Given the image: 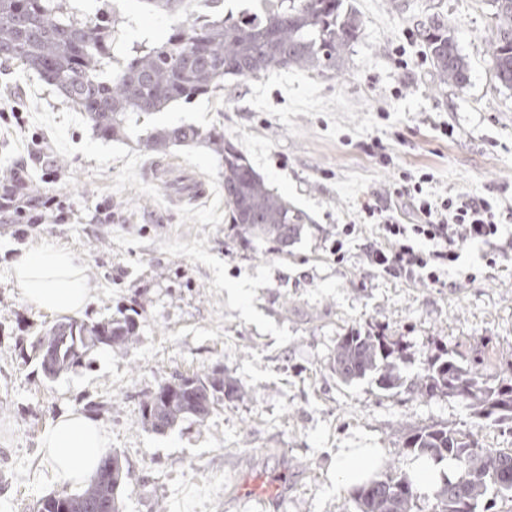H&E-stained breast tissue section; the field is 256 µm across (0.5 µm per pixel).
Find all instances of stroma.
Returning a JSON list of instances; mask_svg holds the SVG:
<instances>
[{
  "label": "stroma",
  "instance_id": "obj_1",
  "mask_svg": "<svg viewBox=\"0 0 512 512\" xmlns=\"http://www.w3.org/2000/svg\"><path fill=\"white\" fill-rule=\"evenodd\" d=\"M362 35L332 74L291 70L232 78L176 102L108 141L80 112L23 68L0 75V105L24 122L0 124V177L22 174L26 197L51 202L39 224L0 211V512H33L59 486L41 459L46 423L77 410L99 421L128 476L123 512H354L337 488L340 448H381L383 469L406 471L403 442L445 425L486 448H512L505 425L472 417L464 402L384 390L374 378L341 382L336 343L353 329L403 348V376L438 350L462 362L484 352L480 374L498 383L512 365V247L461 252L475 273L430 288L372 267L365 225L344 262L330 247L337 225L356 219L368 196L388 203L399 172L434 176L428 190L512 205V91L497 85L487 41L488 0H345ZM87 17L114 11L116 41L162 42L176 17L142 0H81ZM454 31L470 62L464 89L440 85L416 28L429 16ZM404 48L407 67L394 51ZM223 130L275 192L310 221L288 247L244 238L224 204V169L206 147L158 155L140 138L156 127ZM380 139L384 151L366 143ZM60 249L84 262L97 290L79 318L128 316V352L89 351L46 378L31 348L58 314L25 302L13 261L23 250ZM224 372L242 400L219 398L205 420L158 433L140 406L173 375ZM276 482L274 498L243 496L244 478Z\"/></svg>",
  "mask_w": 512,
  "mask_h": 512
}]
</instances>
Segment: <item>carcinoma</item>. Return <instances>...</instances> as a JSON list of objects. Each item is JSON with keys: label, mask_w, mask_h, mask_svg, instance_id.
Wrapping results in <instances>:
<instances>
[{"label": "carcinoma", "mask_w": 512, "mask_h": 512, "mask_svg": "<svg viewBox=\"0 0 512 512\" xmlns=\"http://www.w3.org/2000/svg\"><path fill=\"white\" fill-rule=\"evenodd\" d=\"M154 10L182 21L159 45L147 41L116 55V20L79 14L74 0H0V64L35 72L57 91L104 140H123L131 119L162 111L174 101H190L224 86L227 78H257L292 69L334 72L359 39L362 21L344 0H277L261 15L210 16L203 9L217 0H142ZM495 26L489 41L494 79L512 91V0H491ZM424 52L443 86L464 88L470 63L451 29L432 19L422 26ZM205 143L224 161V204L243 234L282 247L308 221L305 213L270 189L236 147L213 130L190 124L165 126L142 140L143 147L165 154L174 146ZM137 336L131 318L87 324L61 320L38 338L51 348L53 378L77 364L92 347L123 352ZM400 344L382 334L352 330L336 344L333 368L352 382L372 376L385 390L406 387L421 395H444L466 403L478 419L512 423V368L493 386L473 366L441 353L406 380ZM240 399L243 391L224 377L177 374L142 404V419L155 430L172 427L186 416L202 421L215 394ZM404 448L435 462L452 460L458 473L436 492L438 512H478L489 488L512 492V448L482 447L474 435L448 426L409 433ZM123 467L107 455L85 488L71 495H46L36 512H67L102 507L120 512ZM417 489L406 475L387 471L354 494L355 512H414Z\"/></svg>", "instance_id": "cac0c4a2"}]
</instances>
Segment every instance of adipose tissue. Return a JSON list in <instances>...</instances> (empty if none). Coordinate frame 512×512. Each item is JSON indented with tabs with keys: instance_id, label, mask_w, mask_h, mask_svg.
I'll return each mask as SVG.
<instances>
[{
	"instance_id": "adipose-tissue-1",
	"label": "adipose tissue",
	"mask_w": 512,
	"mask_h": 512,
	"mask_svg": "<svg viewBox=\"0 0 512 512\" xmlns=\"http://www.w3.org/2000/svg\"><path fill=\"white\" fill-rule=\"evenodd\" d=\"M16 285L25 301L45 311L75 314L85 309L95 286L84 264L70 252L44 249L21 252L13 263ZM41 448L52 479L62 485L87 483L109 448L102 425L70 411L45 425ZM378 448H341L336 452V483L354 489L378 470Z\"/></svg>"
}]
</instances>
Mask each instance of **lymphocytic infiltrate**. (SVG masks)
Here are the masks:
<instances>
[{"instance_id":"obj_1","label":"lymphocytic infiltrate","mask_w":512,"mask_h":512,"mask_svg":"<svg viewBox=\"0 0 512 512\" xmlns=\"http://www.w3.org/2000/svg\"><path fill=\"white\" fill-rule=\"evenodd\" d=\"M432 181L427 171L403 173L392 191L397 200L412 207L417 216L413 224L400 222L378 201H363L356 221L336 227L330 248L336 260H344L346 246L358 236L361 225L373 224L378 234L366 245V258L372 266L435 288L448 287V272L455 268L461 250L474 243L495 245L507 221L512 220V208L502 210L487 199L465 193L444 196L426 192V184Z\"/></svg>"}]
</instances>
